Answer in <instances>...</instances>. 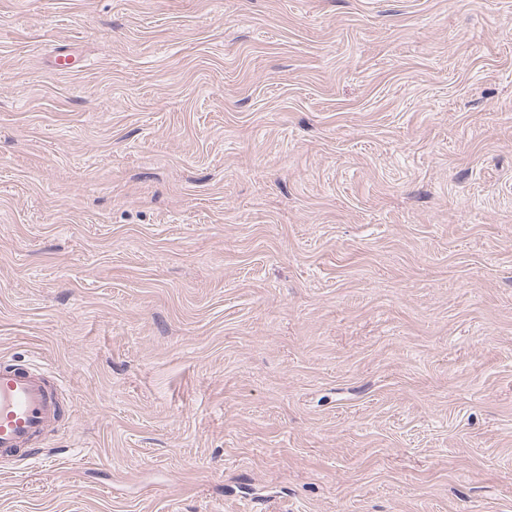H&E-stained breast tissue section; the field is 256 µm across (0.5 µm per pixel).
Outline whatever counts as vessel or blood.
<instances>
[{
	"label": "vessel or blood",
	"instance_id": "obj_1",
	"mask_svg": "<svg viewBox=\"0 0 512 512\" xmlns=\"http://www.w3.org/2000/svg\"><path fill=\"white\" fill-rule=\"evenodd\" d=\"M63 415L59 383L45 371L0 366V454L10 455L42 439Z\"/></svg>",
	"mask_w": 512,
	"mask_h": 512
}]
</instances>
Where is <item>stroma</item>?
<instances>
[{
	"label": "stroma",
	"instance_id": "1",
	"mask_svg": "<svg viewBox=\"0 0 512 512\" xmlns=\"http://www.w3.org/2000/svg\"><path fill=\"white\" fill-rule=\"evenodd\" d=\"M2 362L0 512H512V0H0ZM63 415L59 382L46 371L0 366V454L10 455L42 439Z\"/></svg>",
	"mask_w": 512,
	"mask_h": 512
}]
</instances>
